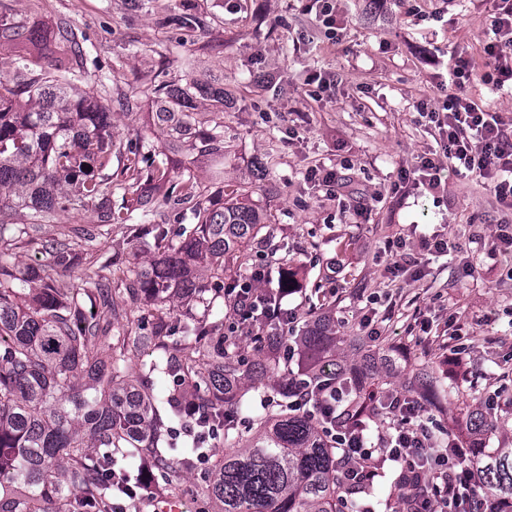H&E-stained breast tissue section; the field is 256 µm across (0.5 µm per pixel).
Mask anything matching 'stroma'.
<instances>
[{
	"label": "stroma",
	"mask_w": 512,
	"mask_h": 512,
	"mask_svg": "<svg viewBox=\"0 0 512 512\" xmlns=\"http://www.w3.org/2000/svg\"><path fill=\"white\" fill-rule=\"evenodd\" d=\"M417 14L398 0H337L336 36L328 38L314 0H0V19L71 31L83 49L75 70L91 77L112 114V134L162 142L145 109L117 104L150 82L225 87L223 111L199 98V121L220 124L222 157L173 158L172 178L194 173L204 200L223 203L226 186L249 187L270 235L235 277L266 264L271 282L288 266L297 291L285 307L306 313L312 287L332 293L338 335L365 336L368 296L384 316V346L403 366L429 362L446 386L485 395L500 390L512 410V259L491 262L485 246L495 225L512 220L474 176H449L444 192L401 182V167L436 149L437 131L421 105L437 109L435 61L463 51L482 60L491 32L489 0H418ZM443 21L435 22L431 12ZM196 19L181 28L180 14ZM183 41L195 67L171 52ZM336 170L344 187L329 191L311 168ZM447 239L449 255L420 259L421 238ZM409 245L403 277L388 270L386 242ZM113 267L141 264L147 253L124 225L99 244ZM464 348L466 377L448 371Z\"/></svg>",
	"instance_id": "1"
}]
</instances>
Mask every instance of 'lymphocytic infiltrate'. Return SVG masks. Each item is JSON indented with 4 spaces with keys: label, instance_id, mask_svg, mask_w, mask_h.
Segmentation results:
<instances>
[{
    "label": "lymphocytic infiltrate",
    "instance_id": "1",
    "mask_svg": "<svg viewBox=\"0 0 512 512\" xmlns=\"http://www.w3.org/2000/svg\"><path fill=\"white\" fill-rule=\"evenodd\" d=\"M491 2L492 35L483 47V63H476L464 52L450 54L448 80L442 85L443 105L429 114L439 132L440 155L421 157L417 164L401 169L400 178L421 182L435 194L441 188V171L470 173L483 179L500 205L511 211L512 120L468 92L476 79L494 90L512 91V0ZM406 400L405 394L393 393L385 427L377 430L372 423L363 422L337 435L336 447L342 458L359 463L361 476L372 481L380 475L371 464L375 458L410 470L425 485L417 512H486L476 490L473 466L445 455L414 465V458L431 441L424 419L407 408Z\"/></svg>",
    "mask_w": 512,
    "mask_h": 512
}]
</instances>
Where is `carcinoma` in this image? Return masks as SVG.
Returning a JSON list of instances; mask_svg holds the SVG:
<instances>
[{"mask_svg":"<svg viewBox=\"0 0 512 512\" xmlns=\"http://www.w3.org/2000/svg\"><path fill=\"white\" fill-rule=\"evenodd\" d=\"M21 39L31 52L0 70V512H142L146 483L191 496L196 512H346L345 501L369 496L368 484L344 477L324 422L288 409V365L267 354L268 336L255 337L256 357L243 354L224 335V288L195 274L220 284L227 255L264 241L268 224L249 190H228L221 207L198 201L193 175L174 183L153 149L112 137V113L45 33L0 23V43ZM201 93L167 81L142 90L168 152L224 151L218 126L194 119ZM161 204L191 205L194 223L169 235L148 221ZM69 206L91 211L94 225L71 230L74 241H40L42 226ZM114 224L127 225L150 253L128 269L124 296L87 273L60 287L56 276L82 267ZM38 242L46 264L10 262ZM316 301L300 337L307 366L320 382L362 388L350 396L351 415L385 418V393L401 368L380 345L336 335L327 295ZM129 302L141 307V337L132 335ZM142 342L152 356L136 361ZM184 342L195 353H184ZM275 370L281 380L266 383ZM405 382L407 396L431 407L429 366H413ZM251 391L267 411L245 435L238 416ZM502 423L501 414L467 403L460 429L492 433ZM214 436L228 448L212 462ZM472 463L482 495L512 500V443ZM382 508L408 512L398 480Z\"/></svg>","mask_w":512,"mask_h":512,"instance_id":"cac0c4a2","label":"carcinoma"}]
</instances>
